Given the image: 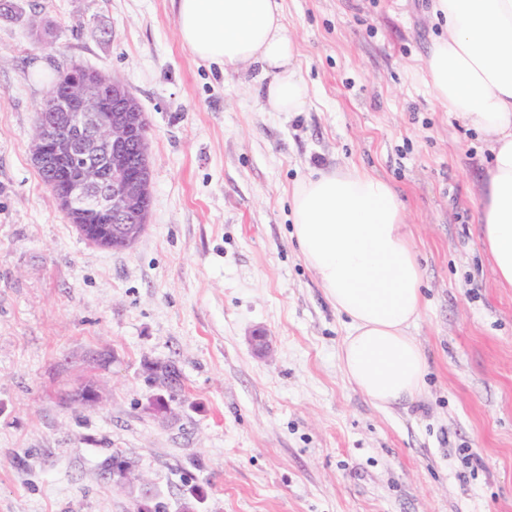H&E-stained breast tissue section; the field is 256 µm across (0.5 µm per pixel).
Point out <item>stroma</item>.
I'll return each mask as SVG.
<instances>
[{
	"instance_id": "stroma-1",
	"label": "stroma",
	"mask_w": 512,
	"mask_h": 512,
	"mask_svg": "<svg viewBox=\"0 0 512 512\" xmlns=\"http://www.w3.org/2000/svg\"><path fill=\"white\" fill-rule=\"evenodd\" d=\"M57 51L0 17V512H512V289L478 240L482 138L425 83L430 0H283L312 103L192 55L174 0H36ZM123 80L152 206L125 250L83 240L31 161L58 66ZM358 167L397 189L424 274L430 372L383 410L350 384L346 319L304 266L290 192ZM264 329L270 356L248 342ZM148 361L181 372L159 417ZM95 401H68L87 383ZM121 452L145 475L118 486Z\"/></svg>"
}]
</instances>
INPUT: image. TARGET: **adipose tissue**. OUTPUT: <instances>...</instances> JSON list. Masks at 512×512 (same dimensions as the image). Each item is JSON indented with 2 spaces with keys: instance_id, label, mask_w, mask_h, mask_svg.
<instances>
[{
  "instance_id": "1",
  "label": "adipose tissue",
  "mask_w": 512,
  "mask_h": 512,
  "mask_svg": "<svg viewBox=\"0 0 512 512\" xmlns=\"http://www.w3.org/2000/svg\"><path fill=\"white\" fill-rule=\"evenodd\" d=\"M431 11L442 33L426 83L485 141L480 241L497 284L512 288V0H431ZM176 25L199 60L269 75L266 111L308 108L282 0H176ZM290 204L304 264L348 319L340 354L348 380L381 408L421 394L427 363L410 329L423 311V276L394 187L359 169L320 171L294 186Z\"/></svg>"
}]
</instances>
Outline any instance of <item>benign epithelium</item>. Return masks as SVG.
Segmentation results:
<instances>
[{"instance_id":"7a95c632","label":"benign epithelium","mask_w":512,"mask_h":512,"mask_svg":"<svg viewBox=\"0 0 512 512\" xmlns=\"http://www.w3.org/2000/svg\"><path fill=\"white\" fill-rule=\"evenodd\" d=\"M45 121L34 128L32 160L52 177L64 215L112 225V245L130 247L144 232L152 204L148 137L143 110L124 82L101 72L79 73L49 91ZM268 353L267 333L248 336Z\"/></svg>"}]
</instances>
